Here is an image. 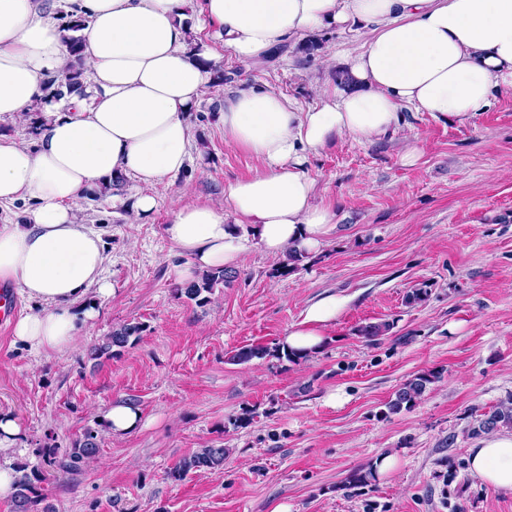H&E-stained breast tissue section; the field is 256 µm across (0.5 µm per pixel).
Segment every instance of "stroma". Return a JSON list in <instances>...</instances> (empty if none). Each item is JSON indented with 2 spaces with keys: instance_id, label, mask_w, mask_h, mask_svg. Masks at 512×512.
Segmentation results:
<instances>
[{
  "instance_id": "stroma-1",
  "label": "stroma",
  "mask_w": 512,
  "mask_h": 512,
  "mask_svg": "<svg viewBox=\"0 0 512 512\" xmlns=\"http://www.w3.org/2000/svg\"><path fill=\"white\" fill-rule=\"evenodd\" d=\"M368 37L323 31L259 62L225 54V82L210 84L191 114L192 161L155 188L149 222L128 223L105 196L76 205L107 244L116 291L100 318L59 353L14 346L0 331V411L21 426L0 461L27 474L54 512H512V495L467 463L478 416L512 396V89L468 120L406 109L379 140L329 143L306 165L317 202L336 208L319 252L286 271L282 257L253 247L207 304L177 291L172 268L184 258L164 233L175 204L223 206L225 186L260 166L224 141L225 90L267 86L313 107ZM411 146L420 151L412 165L403 159ZM418 288L424 299L408 303ZM327 292L349 303L324 350L296 363L233 362L241 347H277ZM129 322L142 324L139 341L89 359ZM367 323L390 329L369 343L356 334ZM423 371L441 378L413 408L386 414L400 385ZM334 393L340 405L329 404ZM118 402L141 414L121 438L101 420ZM89 428L101 437L94 462L72 474L44 464ZM207 446L225 448L223 467L171 477ZM386 454L399 459L393 474L347 483Z\"/></svg>"
}]
</instances>
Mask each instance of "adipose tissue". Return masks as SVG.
Returning <instances> with one entry per match:
<instances>
[{"label":"adipose tissue","mask_w":512,"mask_h":512,"mask_svg":"<svg viewBox=\"0 0 512 512\" xmlns=\"http://www.w3.org/2000/svg\"><path fill=\"white\" fill-rule=\"evenodd\" d=\"M86 15L85 95L47 102L61 75L63 30L46 0H0V123L43 104L34 145L0 134V204L35 201L26 223L0 225V282L40 309L20 316L13 341L60 352L92 328L115 292L103 275L106 243L79 223L86 194L128 178L132 198L113 196L130 221L151 218L157 185L191 159L192 109L213 80L220 49L261 61L326 29L370 30L347 60L349 83L308 110L276 91L250 86L224 97V141L260 160L250 177L226 186L223 207L177 203L166 234L185 256L177 280L238 267L250 243L272 255L314 252L336 228L332 205L314 201L310 154L342 136L364 143L392 132L411 106L437 119L487 111L496 90L512 88V0H70ZM219 48L193 49L197 15ZM327 293L309 303L280 342L310 355L345 310ZM469 468L496 491L512 493V432L496 431L471 449Z\"/></svg>","instance_id":"ef3b65f1"}]
</instances>
